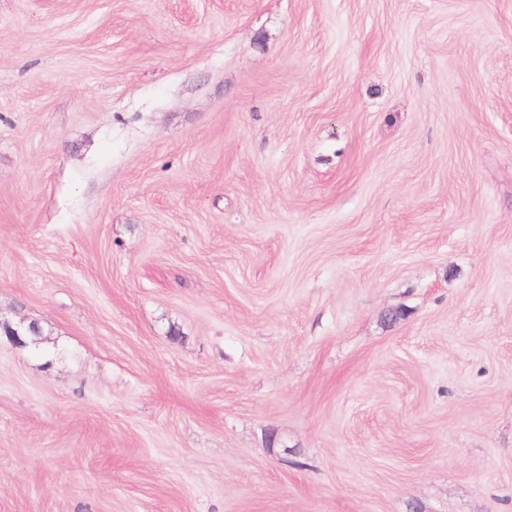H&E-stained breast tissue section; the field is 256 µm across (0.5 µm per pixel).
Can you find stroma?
<instances>
[{
	"instance_id": "obj_1",
	"label": "stroma",
	"mask_w": 512,
	"mask_h": 512,
	"mask_svg": "<svg viewBox=\"0 0 512 512\" xmlns=\"http://www.w3.org/2000/svg\"><path fill=\"white\" fill-rule=\"evenodd\" d=\"M0 512H512V0H0ZM4 329L5 335L9 336L10 339L20 346H33L37 347L41 342L40 327L35 322H30L28 326H25L24 322L12 326L8 323L1 322V329ZM31 336V339L27 341V337Z\"/></svg>"
}]
</instances>
